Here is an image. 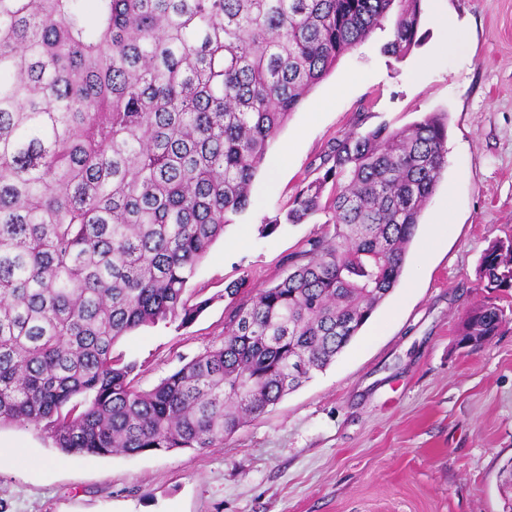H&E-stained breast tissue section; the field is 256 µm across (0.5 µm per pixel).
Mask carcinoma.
I'll use <instances>...</instances> for the list:
<instances>
[{"mask_svg":"<svg viewBox=\"0 0 512 512\" xmlns=\"http://www.w3.org/2000/svg\"><path fill=\"white\" fill-rule=\"evenodd\" d=\"M422 0H0V425L66 456L212 448L328 367L398 287L448 165V114L351 130L290 224L330 214L280 282L228 313L223 340L150 390L114 352L190 323L197 265L248 205L293 112L338 59ZM333 192L322 200L323 185ZM512 289V240L477 274ZM505 321L472 309L475 351Z\"/></svg>","mask_w":512,"mask_h":512,"instance_id":"carcinoma-1","label":"carcinoma"}]
</instances>
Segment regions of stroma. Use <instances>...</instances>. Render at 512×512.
<instances>
[{
	"label": "stroma",
	"mask_w": 512,
	"mask_h": 512,
	"mask_svg": "<svg viewBox=\"0 0 512 512\" xmlns=\"http://www.w3.org/2000/svg\"><path fill=\"white\" fill-rule=\"evenodd\" d=\"M464 35L448 47V22ZM401 60L375 30L308 94L189 283L204 310L115 346L147 390L219 343L228 284L261 289L330 232L325 214L286 215L322 178L336 139L448 115V166L423 210L400 285L326 370L215 448L68 457L38 432L0 427V512H506L512 488V296L477 286L484 251L512 238V0H423ZM275 224L273 232L264 227ZM506 320L484 348L457 343L464 310Z\"/></svg>",
	"instance_id": "stroma-1"
}]
</instances>
